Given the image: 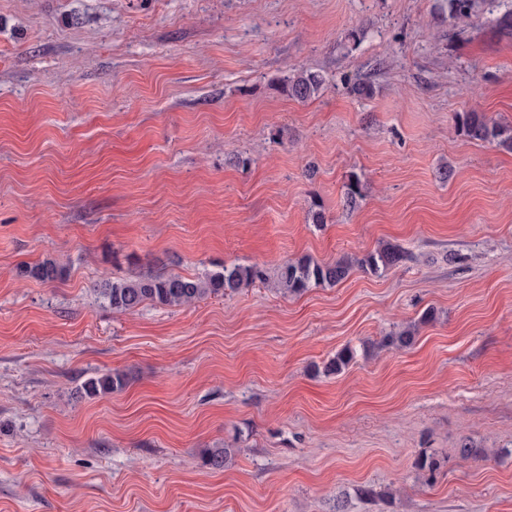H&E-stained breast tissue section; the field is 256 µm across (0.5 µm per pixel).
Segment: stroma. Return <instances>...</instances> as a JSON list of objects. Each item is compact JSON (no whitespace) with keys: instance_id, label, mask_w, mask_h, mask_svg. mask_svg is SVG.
I'll return each mask as SVG.
<instances>
[{"instance_id":"35a3bbf8","label":"stroma","mask_w":512,"mask_h":512,"mask_svg":"<svg viewBox=\"0 0 512 512\" xmlns=\"http://www.w3.org/2000/svg\"><path fill=\"white\" fill-rule=\"evenodd\" d=\"M510 8L0 0V512H512V152L456 121L512 123ZM385 243L410 258L382 276L275 285ZM50 257L65 281L18 276ZM237 263L265 281L131 313L97 292ZM323 85L320 74L299 71L288 77V94L299 101H306L314 97ZM354 262L340 259L333 263H318L308 258L285 262L277 271L278 287L284 294H300L313 286H334L345 280ZM126 383V375L115 371L104 374L100 377L89 379L83 386L88 396H98L112 392L114 389L122 388Z\"/></svg>"}]
</instances>
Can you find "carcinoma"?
Instances as JSON below:
<instances>
[{"instance_id":"1","label":"carcinoma","mask_w":512,"mask_h":512,"mask_svg":"<svg viewBox=\"0 0 512 512\" xmlns=\"http://www.w3.org/2000/svg\"><path fill=\"white\" fill-rule=\"evenodd\" d=\"M476 0H448V19L454 23L467 18ZM323 85L318 73L299 71L288 77V95L299 101L314 97ZM460 130L468 138L476 141L495 140L505 149L512 150V125L491 123L482 112H463L457 117ZM362 198L360 178L349 175L345 184L344 203L348 208L357 205ZM409 258L408 252L398 245L387 243L363 258L353 262L340 259L333 263H318L308 258L285 262L277 271L278 287L285 294H300L313 286H334L345 280L353 266L363 271L382 276ZM68 274L66 265L55 259H44L18 269V275L31 278L44 284L65 280ZM266 274L257 265L234 264L220 272L185 276L181 274L144 275L131 279L106 282L98 289L112 310L133 312L146 303L163 306H189L210 296H231L256 282L264 281ZM415 336L409 330L391 333L383 337L382 345L403 349L411 346ZM354 359L350 348L339 351L325 367L326 372L337 374ZM126 383V375L115 371L89 379L83 386L85 394L98 396L121 388ZM234 448H216L207 453L205 463L212 469L220 470L232 460Z\"/></svg>"}]
</instances>
